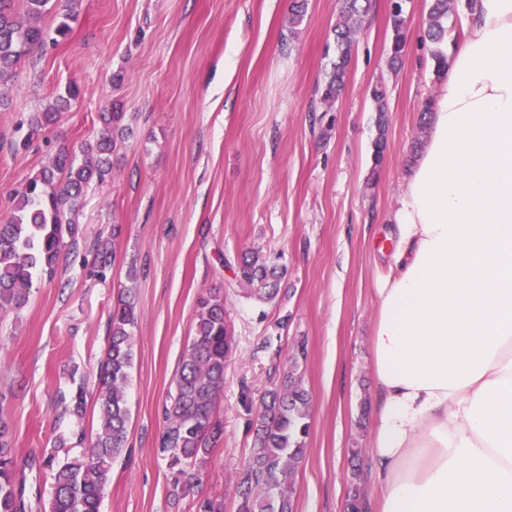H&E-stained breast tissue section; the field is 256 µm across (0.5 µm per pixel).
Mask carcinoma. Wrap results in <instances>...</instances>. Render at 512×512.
Segmentation results:
<instances>
[{"mask_svg":"<svg viewBox=\"0 0 512 512\" xmlns=\"http://www.w3.org/2000/svg\"><path fill=\"white\" fill-rule=\"evenodd\" d=\"M53 0H0V84L13 77L17 65L46 40L66 37L72 15H64L53 30L42 25ZM334 29V59L320 93L324 111L333 110L345 86L354 36L369 12L370 0H340ZM456 0H431L426 37L435 46L432 72L440 78L447 68L441 45L447 43L448 15ZM307 0H292L289 27L302 23ZM393 37L389 65L397 68L406 45V23L399 3L393 7ZM80 95L68 84L55 102L31 118L29 137L57 122L58 114ZM387 92L382 85L372 90L380 131H385ZM123 105L113 102L101 113L103 130L93 144L80 150H61L53 161L29 178L15 193L11 218L0 224V314L20 308L33 278L48 280L56 274L60 251L75 243L72 215L81 206L84 189L112 174L111 156L128 136ZM276 267L253 252L241 257L237 281L255 286L257 293L272 297L270 280ZM135 306L120 301L113 307L108 346L97 384L99 429L82 455L65 462L53 474L47 512H100L102 498L112 476V464L126 445L130 414L127 386L134 360ZM232 349V330L227 320L224 295L213 292L199 301L194 318V337L163 405L164 425L159 453L166 460L171 495L178 496L200 481L211 449L224 433L214 415L224 390V368ZM310 399L301 380L289 377L281 390L269 391L254 421V447L236 479L239 512H293L295 475L307 451ZM17 455L11 446L10 428L0 419V512H25L22 489L16 480Z\"/></svg>","mask_w":512,"mask_h":512,"instance_id":"cac0c4a2","label":"carcinoma"}]
</instances>
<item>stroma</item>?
<instances>
[{
  "label": "stroma",
  "instance_id": "1",
  "mask_svg": "<svg viewBox=\"0 0 512 512\" xmlns=\"http://www.w3.org/2000/svg\"><path fill=\"white\" fill-rule=\"evenodd\" d=\"M290 2L54 0L43 24L74 14L69 35L34 50L0 86L2 221L13 213L15 189L60 146L99 138L111 102L123 103L130 129L111 176L87 187L73 217L77 247L61 251L53 280L34 278L25 306L0 314V419L22 466L28 512L48 502L52 466L79 456L97 431L94 386L110 314L126 289L137 312L130 423L100 512H197L207 497L238 512L230 478L251 456L269 375L287 383V357L300 341L298 374L311 410L294 512H345L356 485L366 512H378L370 340L388 254L377 243L416 158L421 107L437 87L424 38L430 0L405 2L408 42L397 71L388 66L389 0H372L330 112L319 88L333 59L339 0H308L293 28ZM71 82L79 98L56 125L29 137L33 113ZM380 83L383 126L371 98ZM102 240L114 258L100 275L94 248ZM249 250L277 266L275 298L238 286L236 265ZM212 291L224 296L235 339L215 407L224 434L200 484L174 497L157 451L162 405L193 339L198 303ZM81 387L78 417L67 405Z\"/></svg>",
  "mask_w": 512,
  "mask_h": 512
}]
</instances>
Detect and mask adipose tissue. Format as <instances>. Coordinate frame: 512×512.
<instances>
[{"label":"adipose tissue","instance_id":"ef3b65f1","mask_svg":"<svg viewBox=\"0 0 512 512\" xmlns=\"http://www.w3.org/2000/svg\"><path fill=\"white\" fill-rule=\"evenodd\" d=\"M370 341L380 512H512V0H480L393 213Z\"/></svg>","mask_w":512,"mask_h":512}]
</instances>
